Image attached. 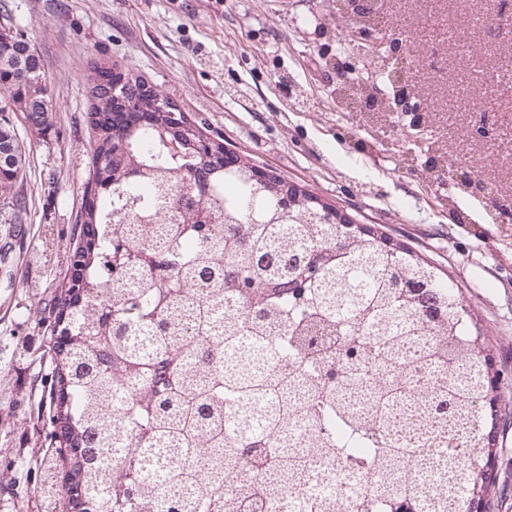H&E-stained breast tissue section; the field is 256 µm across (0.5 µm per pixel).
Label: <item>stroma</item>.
Returning a JSON list of instances; mask_svg holds the SVG:
<instances>
[{"mask_svg": "<svg viewBox=\"0 0 512 512\" xmlns=\"http://www.w3.org/2000/svg\"><path fill=\"white\" fill-rule=\"evenodd\" d=\"M512 0H390L397 28H420L415 80L427 94L450 157L476 161L475 175L512 201ZM11 25L42 56L57 103L46 136L28 135L21 113L0 101L26 145L20 220L0 209V512H40V466L49 451V398L41 378L53 347L46 317L67 273L65 251L89 178L85 113L91 61L132 69L162 90L210 137L348 215L375 225L455 278L503 371L512 400V222L493 221L488 200L447 194L471 217L456 224L438 194L392 162L374 165L352 135L356 115L336 111L339 83L354 67L328 20L330 0H5ZM480 97L494 127L471 136ZM495 461L512 512V411Z\"/></svg>", "mask_w": 512, "mask_h": 512, "instance_id": "obj_1", "label": "stroma"}]
</instances>
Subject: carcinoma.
Listing matches in <instances>:
<instances>
[{
	"instance_id": "obj_1",
	"label": "carcinoma",
	"mask_w": 512,
	"mask_h": 512,
	"mask_svg": "<svg viewBox=\"0 0 512 512\" xmlns=\"http://www.w3.org/2000/svg\"><path fill=\"white\" fill-rule=\"evenodd\" d=\"M337 43L361 57L357 97L379 99L360 116L363 146L400 140L395 166L433 183L448 177L447 147L420 113L421 143L391 109L395 63L332 19ZM16 32L0 41V100L34 136L55 111L43 60ZM87 121L94 138L76 236L81 296L68 280L55 307L73 303L65 342L53 349L55 454L67 480L43 488L54 512L83 486L92 512H484L495 488L499 419L485 410L498 370L471 332L470 311L407 246L370 226L325 224L316 196L280 206L287 181L251 177L249 160H224L166 95L128 68L91 63ZM424 152L436 164L423 168ZM27 156L10 121H0V204L21 207ZM431 365L425 385L414 377ZM477 412L476 432L448 424ZM484 464L462 467L465 450ZM369 459L377 480L350 501L317 486L319 457ZM437 465L443 494L409 476Z\"/></svg>"
}]
</instances>
